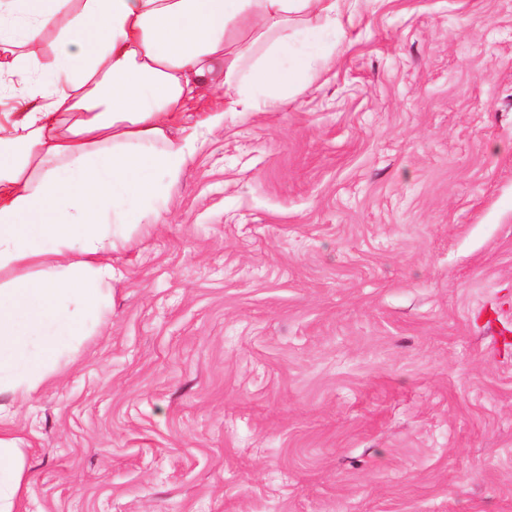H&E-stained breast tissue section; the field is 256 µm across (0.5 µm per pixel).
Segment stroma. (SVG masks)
Masks as SVG:
<instances>
[{"instance_id":"obj_1","label":"stroma","mask_w":512,"mask_h":512,"mask_svg":"<svg viewBox=\"0 0 512 512\" xmlns=\"http://www.w3.org/2000/svg\"><path fill=\"white\" fill-rule=\"evenodd\" d=\"M5 394L19 512H512V0H356Z\"/></svg>"}]
</instances>
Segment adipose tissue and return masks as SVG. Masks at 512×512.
Returning <instances> with one entry per match:
<instances>
[{
    "instance_id": "ef3b65f1",
    "label": "adipose tissue",
    "mask_w": 512,
    "mask_h": 512,
    "mask_svg": "<svg viewBox=\"0 0 512 512\" xmlns=\"http://www.w3.org/2000/svg\"><path fill=\"white\" fill-rule=\"evenodd\" d=\"M349 0H0V392L30 398L49 365L106 315L104 254L132 215L156 218L229 112L310 82ZM304 37L306 51L291 46ZM212 95L219 111L194 118ZM0 420V512L24 486Z\"/></svg>"
}]
</instances>
